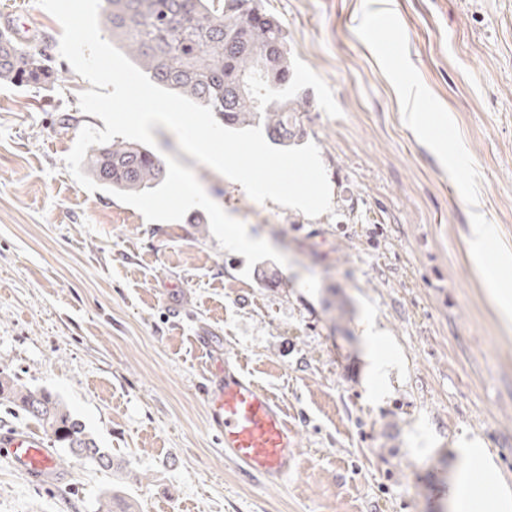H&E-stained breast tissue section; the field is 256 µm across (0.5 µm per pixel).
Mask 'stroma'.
Wrapping results in <instances>:
<instances>
[{
  "instance_id": "obj_1",
  "label": "stroma",
  "mask_w": 512,
  "mask_h": 512,
  "mask_svg": "<svg viewBox=\"0 0 512 512\" xmlns=\"http://www.w3.org/2000/svg\"><path fill=\"white\" fill-rule=\"evenodd\" d=\"M387 4L475 161L479 212L512 247V0L374 7ZM362 5L264 0L285 27L331 212L255 202L152 129L158 156L193 169L288 259L246 278L203 209L149 222L76 182L65 156L84 126L105 127L78 106L90 84L61 58L55 17L0 0V29L42 41L62 77L48 90L0 83V371L58 395L116 463L64 452L61 477L34 483L0 457V512H98L108 495L129 512H445L449 451L466 441L512 486V324L468 252L469 206L356 33ZM367 319L395 356L378 401ZM224 359L287 409L297 455L281 480L244 476L207 422Z\"/></svg>"
}]
</instances>
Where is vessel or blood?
Segmentation results:
<instances>
[{"mask_svg":"<svg viewBox=\"0 0 512 512\" xmlns=\"http://www.w3.org/2000/svg\"><path fill=\"white\" fill-rule=\"evenodd\" d=\"M207 420L222 436L225 456L249 477L276 480L287 474L296 442L283 405L233 362L213 374L205 393ZM16 472L30 479L52 476L53 456L36 438L16 433L5 443Z\"/></svg>","mask_w":512,"mask_h":512,"instance_id":"1","label":"vessel or blood"}]
</instances>
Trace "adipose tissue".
I'll list each match as a JSON object with an SVG mask.
<instances>
[{"label":"adipose tissue","mask_w":512,"mask_h":512,"mask_svg":"<svg viewBox=\"0 0 512 512\" xmlns=\"http://www.w3.org/2000/svg\"><path fill=\"white\" fill-rule=\"evenodd\" d=\"M493 466L485 449H454L448 468V512H512V487L486 479Z\"/></svg>","instance_id":"obj_1"}]
</instances>
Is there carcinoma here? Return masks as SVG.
Masks as SVG:
<instances>
[{"mask_svg":"<svg viewBox=\"0 0 512 512\" xmlns=\"http://www.w3.org/2000/svg\"><path fill=\"white\" fill-rule=\"evenodd\" d=\"M102 25L112 41L131 50L158 86L210 106L228 128L261 126L270 142L303 140L301 102L285 95L293 77L282 22L262 0H105ZM53 88L61 81L37 43L0 32V82ZM106 189H154L166 177L164 161L138 144L106 145L86 161ZM0 405L31 417L58 447L101 469L112 456L86 425L46 389H31L0 372Z\"/></svg>","mask_w":512,"mask_h":512,"instance_id":"1","label":"carcinoma"}]
</instances>
